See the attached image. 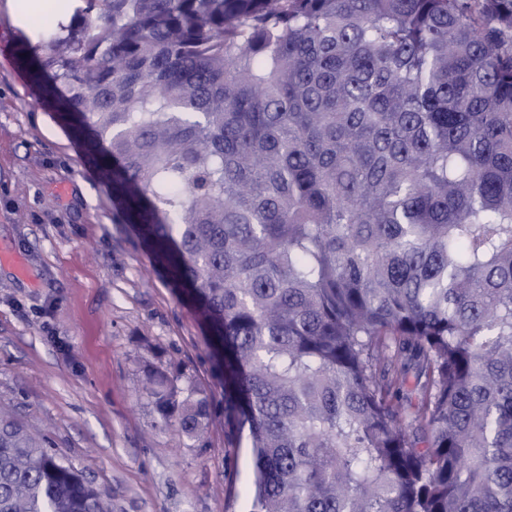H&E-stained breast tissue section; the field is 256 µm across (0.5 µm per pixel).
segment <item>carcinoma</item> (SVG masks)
Here are the masks:
<instances>
[{"mask_svg": "<svg viewBox=\"0 0 512 512\" xmlns=\"http://www.w3.org/2000/svg\"><path fill=\"white\" fill-rule=\"evenodd\" d=\"M18 59L206 323L246 512H512V0H75ZM189 439L208 392L153 369ZM0 512H112L0 406Z\"/></svg>", "mask_w": 512, "mask_h": 512, "instance_id": "cac0c4a2", "label": "carcinoma"}]
</instances>
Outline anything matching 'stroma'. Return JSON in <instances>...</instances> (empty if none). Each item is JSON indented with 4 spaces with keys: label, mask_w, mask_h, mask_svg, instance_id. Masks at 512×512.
<instances>
[{
    "label": "stroma",
    "mask_w": 512,
    "mask_h": 512,
    "mask_svg": "<svg viewBox=\"0 0 512 512\" xmlns=\"http://www.w3.org/2000/svg\"><path fill=\"white\" fill-rule=\"evenodd\" d=\"M24 37L0 0V244L32 271L21 280L0 267V405L49 434L112 512H224L232 491L244 512L250 453L224 433L204 324L38 104L15 58ZM151 367L211 392L199 438L158 427Z\"/></svg>",
    "instance_id": "1"
}]
</instances>
